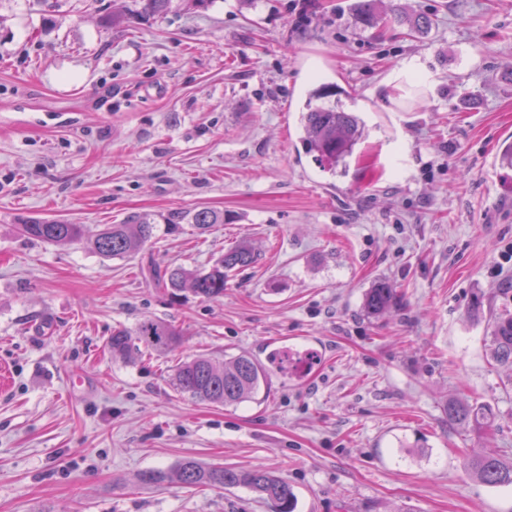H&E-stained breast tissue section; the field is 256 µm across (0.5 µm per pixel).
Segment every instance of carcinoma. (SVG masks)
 Segmentation results:
<instances>
[{"label": "carcinoma", "instance_id": "cac0c4a2", "mask_svg": "<svg viewBox=\"0 0 512 512\" xmlns=\"http://www.w3.org/2000/svg\"><path fill=\"white\" fill-rule=\"evenodd\" d=\"M134 7L112 11L105 24L120 27L134 19L166 13L172 0H132ZM360 19L365 27L397 23L417 32L430 25L423 15H394L385 20L376 13L372 0L359 5ZM328 94L321 86L310 93L301 115L304 130L303 145L320 166L332 173L345 162L364 137V128L351 112L332 105H315L313 99ZM207 231L214 224L224 223V213L203 208L184 216L168 218L170 224L183 221ZM24 237L46 243L82 244L103 258L128 257L139 253L154 237L155 224L147 214L132 213L119 224H73L66 220L30 218L16 225ZM257 254L251 244L239 243L218 257L207 269L184 266L152 271L154 284L178 300L185 291L208 301L224 297V285L230 273L253 265ZM395 288L388 282L377 283L367 293L363 308L370 316H379L394 305ZM466 312L474 320L488 318L491 333L492 359L501 366L512 368V310L484 309L482 297H475ZM182 332L175 326L156 320H144L133 329L119 327L112 331L107 347L112 358L123 359L140 348L147 353H163L179 347ZM318 356L307 352L293 358L283 352L274 356L272 365L281 372H304L317 362ZM170 382L174 389L188 398L211 404L233 405L252 399L261 388H269L270 369L257 359L242 354L228 363H220L209 354H198L178 362L172 369ZM448 422L460 427L488 430L493 416L486 406H472L460 400H450ZM469 476L492 486H512V462L486 453H474L466 459ZM195 488L222 489L243 486L251 489L268 503L273 512H294L295 494L288 481L261 468L239 469L205 465L192 458L180 461L173 469H156L140 474L144 484H162L171 479Z\"/></svg>", "mask_w": 512, "mask_h": 512}]
</instances>
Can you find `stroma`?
<instances>
[{"label": "stroma", "mask_w": 512, "mask_h": 512, "mask_svg": "<svg viewBox=\"0 0 512 512\" xmlns=\"http://www.w3.org/2000/svg\"><path fill=\"white\" fill-rule=\"evenodd\" d=\"M357 0H212L106 27L112 0H0V512H269L250 490L140 483L185 458L261 468L294 512H512V487L466 475L512 460V368L477 295L512 286V0H378L423 33L356 22ZM433 74L418 105L397 80ZM335 88L365 136L345 171L305 153L300 111ZM223 211L207 232L176 211ZM156 221L132 258L31 241L21 219ZM259 261L224 297L174 302L151 265L204 269L240 242ZM390 313L366 315L377 281ZM183 332L168 354L112 359L113 327ZM314 351L237 405L174 390L178 358ZM460 399L492 436L449 424ZM465 468L469 476L492 486H512V462L498 456L474 453L466 459Z\"/></svg>", "instance_id": "obj_1"}]
</instances>
